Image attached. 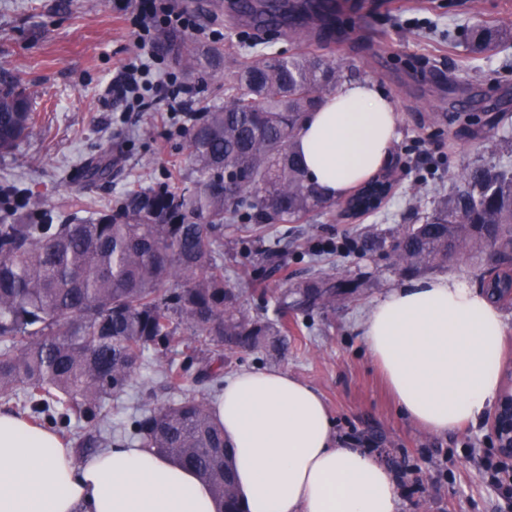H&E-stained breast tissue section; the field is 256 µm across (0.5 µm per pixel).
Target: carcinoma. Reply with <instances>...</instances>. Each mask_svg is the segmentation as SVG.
Returning <instances> with one entry per match:
<instances>
[{"label":"carcinoma","mask_w":512,"mask_h":512,"mask_svg":"<svg viewBox=\"0 0 512 512\" xmlns=\"http://www.w3.org/2000/svg\"><path fill=\"white\" fill-rule=\"evenodd\" d=\"M336 0H294L288 17H336ZM512 42V29H476L470 47L484 53ZM189 73L224 67L225 103L193 115L185 129L193 177L129 189L97 218L61 216L48 201L14 185L0 187V395L14 398L32 424L76 433L80 448L110 446L105 402L130 389L153 351L167 357L163 388L182 396L145 410L131 438L207 482L222 512H242L224 428L191 386L224 385V355L277 352L297 316L336 307L358 288L326 272L284 274L281 233L264 247L278 291L259 289L250 310L224 276V230L268 242L279 224L327 211L293 148L306 116L331 94L341 69L326 58L265 53L226 62L218 47L186 42ZM38 120L31 95L0 78V154H11ZM101 155L83 166L89 184L112 179ZM421 223L399 236L363 240L367 253L388 250L407 276L445 267L485 250L498 259L494 288L512 289V166L477 163ZM457 246L455 252L448 247Z\"/></svg>","instance_id":"obj_1"}]
</instances>
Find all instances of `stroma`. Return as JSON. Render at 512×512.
Here are the masks:
<instances>
[{
  "label": "stroma",
  "instance_id": "obj_1",
  "mask_svg": "<svg viewBox=\"0 0 512 512\" xmlns=\"http://www.w3.org/2000/svg\"><path fill=\"white\" fill-rule=\"evenodd\" d=\"M198 2L191 14L199 47L217 46L238 60L263 52L323 55L343 65V83L369 81L388 94L397 121L385 168L399 180L377 213L348 219L337 206L288 227L290 273L304 277L319 267L358 280V292L324 314L299 317L284 353L242 352L231 357V369L281 368L315 387L337 435L372 438L373 453L394 473L411 469L412 478L398 483L399 512H512V498L504 499L483 469L485 458L496 455L489 419L438 436L397 411L362 340V322L375 301L409 278L389 256L361 249L365 235L419 223L439 196L454 191V173L491 160L498 136L512 134V43L488 54L469 50L473 28L512 26V0H342L335 34L321 41L296 38L285 25L258 40L225 18L224 0ZM137 13V0H0V69L35 93L38 111L32 135L14 154L0 156V186L40 194L63 215L92 214L130 188L169 181L183 167L186 114L222 105L224 76H186L164 37L158 45L164 68L195 90L187 112L151 101L143 111L125 112L106 102L113 77L139 58ZM458 111L474 114V122L449 124V113ZM106 151L120 176L87 187L85 161ZM259 249L250 240L224 238L228 275L244 266L253 273L238 283L250 309L263 273ZM159 361L151 355L134 390L107 402L112 429L130 427L140 408L172 399Z\"/></svg>",
  "mask_w": 512,
  "mask_h": 512
}]
</instances>
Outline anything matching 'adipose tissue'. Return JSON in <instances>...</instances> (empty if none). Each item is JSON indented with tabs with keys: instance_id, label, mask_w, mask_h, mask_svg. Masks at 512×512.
Listing matches in <instances>:
<instances>
[{
	"instance_id": "1",
	"label": "adipose tissue",
	"mask_w": 512,
	"mask_h": 512,
	"mask_svg": "<svg viewBox=\"0 0 512 512\" xmlns=\"http://www.w3.org/2000/svg\"><path fill=\"white\" fill-rule=\"evenodd\" d=\"M396 138L391 99L346 86L308 115L296 141L330 200L380 168ZM363 338L398 410L436 435L477 422L500 392L504 321L478 291L439 276L391 289ZM233 450L243 512H398L390 468L337 443L320 393L280 369L225 376L212 401ZM0 512H220L204 480L156 449L114 445L75 460L51 431L0 413Z\"/></svg>"
}]
</instances>
